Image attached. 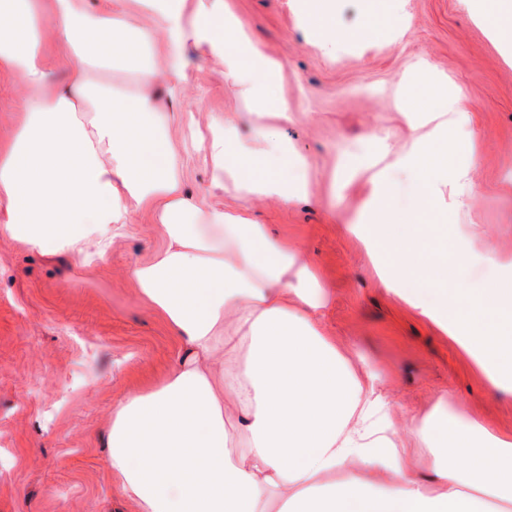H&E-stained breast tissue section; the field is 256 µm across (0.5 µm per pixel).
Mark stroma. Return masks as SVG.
Masks as SVG:
<instances>
[{
	"mask_svg": "<svg viewBox=\"0 0 512 512\" xmlns=\"http://www.w3.org/2000/svg\"><path fill=\"white\" fill-rule=\"evenodd\" d=\"M252 41L280 60L272 88L288 105L276 138L305 156L309 197L250 204L256 223L288 239L329 284L324 323L341 346L380 376L395 423L424 416L439 396L512 433V393L490 394L480 373L423 316L387 292L360 243L345 231L364 219L371 173L405 151L425 117L395 103L412 67L464 96L472 112L456 139L473 144L467 180L423 205L414 179L388 173L390 205L425 224L469 238L463 279H492L490 254H512V59L478 22L474 0H230ZM344 44L323 48L325 32ZM173 139L194 118L200 130L234 121L247 142L256 128L237 118L246 106L223 65L207 59L176 95L161 94ZM27 94L0 75V142L22 119ZM191 199L232 207L211 186L202 152L181 146ZM163 245L155 224L132 214L106 259L44 255L0 237V512H134L105 473L104 438L115 403L161 379L177 348L161 317L137 297L130 268Z\"/></svg>",
	"mask_w": 512,
	"mask_h": 512,
	"instance_id": "obj_1",
	"label": "stroma"
}]
</instances>
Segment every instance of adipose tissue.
I'll return each instance as SVG.
<instances>
[{
	"label": "adipose tissue",
	"instance_id": "obj_1",
	"mask_svg": "<svg viewBox=\"0 0 512 512\" xmlns=\"http://www.w3.org/2000/svg\"><path fill=\"white\" fill-rule=\"evenodd\" d=\"M478 16L512 50V0H479ZM171 25L187 53L159 68L139 16ZM223 17L231 36H211ZM224 63L243 100L256 101L258 133L240 145L232 122L199 140L211 184L238 204L191 202L178 149L155 87L176 93L200 49ZM67 73L47 91L46 57ZM133 74L127 93L100 86L115 70ZM281 64L253 45L225 0H0V73L39 92L11 141L0 147V236L43 252L106 256L132 213L157 224L165 245L130 274L139 299L159 314L179 349L163 378L128 392L112 409L106 471L136 512H512V436L436 402L404 425L426 449L433 485L413 474L393 404L362 360L343 350L323 322L327 285L287 239L255 223L258 197L290 202L305 183L288 179V148L273 133L284 103L265 89ZM400 107L430 111L428 128L393 164L417 176L434 201L440 186L467 178L452 133L470 119L447 88L398 95ZM348 233L381 257V282L465 355L493 390L512 392V257L495 258V277L461 286L460 266L435 257L412 215L394 211L377 178L366 221ZM455 290H448V282ZM243 411L238 447H229L226 410ZM392 474L389 484L379 472Z\"/></svg>",
	"mask_w": 512,
	"mask_h": 512
}]
</instances>
